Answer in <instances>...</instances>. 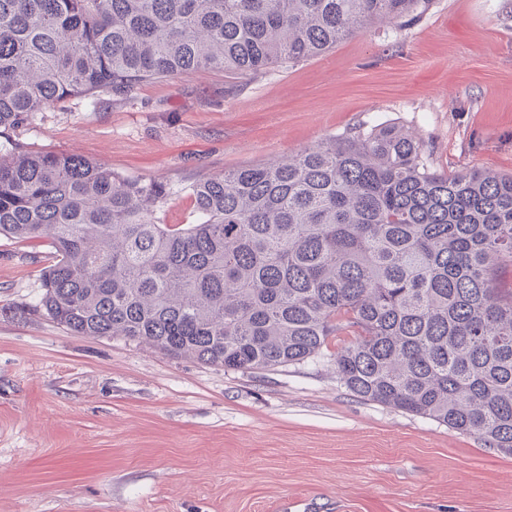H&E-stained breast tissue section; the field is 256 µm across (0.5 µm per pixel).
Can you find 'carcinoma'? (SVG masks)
<instances>
[{"instance_id":"1","label":"carcinoma","mask_w":512,"mask_h":512,"mask_svg":"<svg viewBox=\"0 0 512 512\" xmlns=\"http://www.w3.org/2000/svg\"><path fill=\"white\" fill-rule=\"evenodd\" d=\"M431 0H0V237L46 238L40 309L226 369L336 349L360 398L512 454V175L432 170L394 125L175 187L8 131L74 97L198 70L239 79L329 52ZM174 195L189 224L164 222Z\"/></svg>"}]
</instances>
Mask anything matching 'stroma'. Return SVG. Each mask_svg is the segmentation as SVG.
<instances>
[{
	"instance_id": "1",
	"label": "stroma",
	"mask_w": 512,
	"mask_h": 512,
	"mask_svg": "<svg viewBox=\"0 0 512 512\" xmlns=\"http://www.w3.org/2000/svg\"><path fill=\"white\" fill-rule=\"evenodd\" d=\"M398 124L434 170L512 174V0H432L248 81L220 71L82 98L11 136L183 185ZM49 246L0 237V512H512V455L351 393L334 349L227 370L35 312Z\"/></svg>"
}]
</instances>
